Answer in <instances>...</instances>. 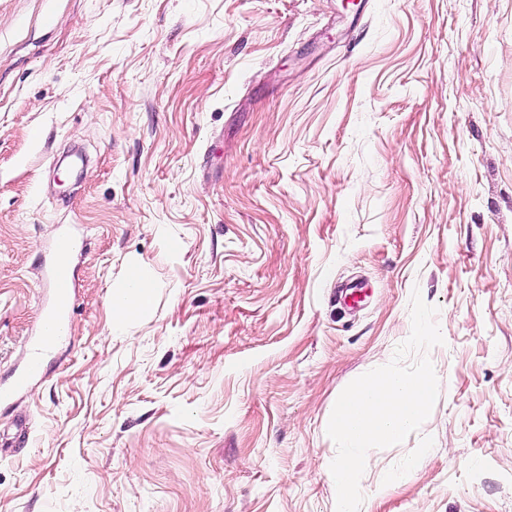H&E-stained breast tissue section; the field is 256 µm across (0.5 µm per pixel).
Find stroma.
I'll use <instances>...</instances> for the list:
<instances>
[{"mask_svg": "<svg viewBox=\"0 0 512 512\" xmlns=\"http://www.w3.org/2000/svg\"><path fill=\"white\" fill-rule=\"evenodd\" d=\"M63 231L0 512H334L330 414L416 289L439 396L360 512H512V0H0V386ZM75 246L76 242L66 233L60 234L53 243L52 250L57 262L52 264L47 280L54 303L45 312L39 325V339L31 346L26 365L16 373L9 386L0 387V405L11 404L14 398L24 392L31 382L41 374L42 355L54 340L64 335L63 330L71 316L74 285L62 271V267ZM152 288L140 272L139 265L133 263L125 284L112 294L111 308L117 321L122 322L145 312L152 302Z\"/></svg>", "mask_w": 512, "mask_h": 512, "instance_id": "stroma-1", "label": "stroma"}]
</instances>
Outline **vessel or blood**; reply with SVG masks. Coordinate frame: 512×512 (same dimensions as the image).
Instances as JSON below:
<instances>
[{
  "instance_id": "vessel-or-blood-1",
  "label": "vessel or blood",
  "mask_w": 512,
  "mask_h": 512,
  "mask_svg": "<svg viewBox=\"0 0 512 512\" xmlns=\"http://www.w3.org/2000/svg\"><path fill=\"white\" fill-rule=\"evenodd\" d=\"M76 246L68 234H60L54 241L52 250L56 258L48 276V286L54 297L53 305L46 311L38 329V339L31 346L26 365L16 373L13 382L0 387V405H8L24 392L42 370L41 359L51 343L61 338L63 330L70 319L74 285L64 274L62 265Z\"/></svg>"
}]
</instances>
